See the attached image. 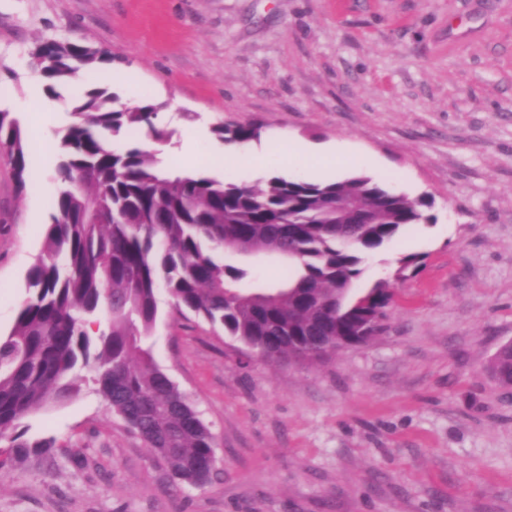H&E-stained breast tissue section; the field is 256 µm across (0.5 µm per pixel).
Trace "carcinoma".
<instances>
[{
  "mask_svg": "<svg viewBox=\"0 0 512 512\" xmlns=\"http://www.w3.org/2000/svg\"><path fill=\"white\" fill-rule=\"evenodd\" d=\"M32 55L47 95L62 97L80 73L85 87L68 102L72 122L56 146L45 247L27 271L13 325L0 334V466L56 447L53 438H27L21 425L48 402L75 396L87 369L95 391L173 480L204 485L216 470L213 435L145 344L160 292L267 361L322 359L383 330L392 294L381 281L363 290L355 283L369 254L406 226L434 221L431 201L363 175L314 183L274 174L238 184L169 174L137 144L107 146L142 126L157 140L167 136L155 104L117 105L100 79L112 52L47 40ZM213 132L243 145L260 138L261 126L221 123ZM2 152L24 192L29 149L12 112H0ZM225 248L275 255L288 268L279 285H255L247 269L215 258ZM490 370L512 390L511 346Z\"/></svg>",
  "mask_w": 512,
  "mask_h": 512,
  "instance_id": "obj_1",
  "label": "carcinoma"
}]
</instances>
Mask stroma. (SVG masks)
Wrapping results in <instances>:
<instances>
[{
    "instance_id": "1",
    "label": "stroma",
    "mask_w": 512,
    "mask_h": 512,
    "mask_svg": "<svg viewBox=\"0 0 512 512\" xmlns=\"http://www.w3.org/2000/svg\"><path fill=\"white\" fill-rule=\"evenodd\" d=\"M46 39L116 53L121 102L159 103L178 170L184 135L210 155L216 122L280 142L271 173L335 182L287 159L289 141L346 147L364 174L433 201L370 255L358 285L395 305L368 343L314 362H270L168 297L147 340L214 436L216 471L175 482L93 386L26 420L52 437L0 467V512H512V395L489 365L512 341V0H0V109L44 100L42 142L18 192L0 157V329L25 294L56 196L65 102L30 83ZM22 124L30 115L18 112ZM422 258L397 280L399 257Z\"/></svg>"
}]
</instances>
